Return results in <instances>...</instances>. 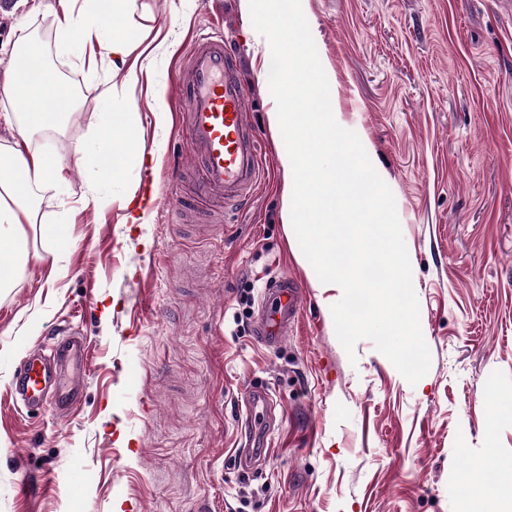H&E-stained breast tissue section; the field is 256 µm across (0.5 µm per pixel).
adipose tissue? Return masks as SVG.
Masks as SVG:
<instances>
[{"mask_svg": "<svg viewBox=\"0 0 512 512\" xmlns=\"http://www.w3.org/2000/svg\"><path fill=\"white\" fill-rule=\"evenodd\" d=\"M63 2L62 12L56 17L60 34L81 29L90 60L126 64L132 43L125 33L116 32L115 25L127 0H83L78 9L74 8L73 0ZM34 70L43 72L42 80H30ZM0 92L26 103L17 127L19 141L0 144V262L18 270L25 268L29 260L40 259L42 253L59 252L68 244L64 225L39 224L43 249L29 251L24 226L38 224L30 206L36 192L44 186L66 182L62 161L32 148L27 135L33 129H58L63 111L70 106L72 92L59 78L47 74L41 48L35 43L28 44L25 51L0 68ZM48 101L56 103V111H42V104ZM102 121L107 135L98 147L89 149L79 144L74 155L78 166L111 182L120 178L121 168L109 162V155L133 156L141 154L142 149L131 128L130 113L107 112Z\"/></svg>", "mask_w": 512, "mask_h": 512, "instance_id": "ef3b65f1", "label": "adipose tissue"}]
</instances>
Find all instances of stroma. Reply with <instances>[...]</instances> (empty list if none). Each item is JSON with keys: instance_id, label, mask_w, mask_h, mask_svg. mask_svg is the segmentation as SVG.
<instances>
[{"instance_id": "35a3bbf8", "label": "stroma", "mask_w": 512, "mask_h": 512, "mask_svg": "<svg viewBox=\"0 0 512 512\" xmlns=\"http://www.w3.org/2000/svg\"><path fill=\"white\" fill-rule=\"evenodd\" d=\"M0 55L42 33L48 67L76 92L63 128L31 133L63 158L71 193L38 191V223H67L70 247L30 262L0 292V512H465L462 473L500 484L483 512H512V0H301L337 123L354 131L392 190L412 266L428 373L410 384L371 340L346 352L316 273L282 218L284 180L267 114L271 60L240 0H130L121 25L138 49L125 68L89 67L55 25L57 0H5ZM220 15L248 88L247 117L270 167L225 221L195 204L172 221L187 186L172 86L197 34ZM135 106L154 168L142 224L127 222L143 168L97 183L74 145L100 117ZM165 113L157 123L156 113ZM145 162V163H146ZM302 286L285 340L253 339L262 290ZM246 313L244 328L233 317ZM78 326L92 345L79 409L17 417L10 384L25 355ZM263 415L265 468L238 469L236 430L248 392ZM494 451L497 467L485 466Z\"/></svg>"}]
</instances>
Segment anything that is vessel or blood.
<instances>
[{"label": "vessel or blood", "instance_id": "b4317fda", "mask_svg": "<svg viewBox=\"0 0 512 512\" xmlns=\"http://www.w3.org/2000/svg\"><path fill=\"white\" fill-rule=\"evenodd\" d=\"M247 89L221 33L198 37L177 78L182 132L197 172L195 195L219 208L240 205L260 181L257 133L244 112ZM303 290L290 279L263 291L255 336L267 347L281 344L302 310ZM90 371L84 336L70 330L56 344L29 354L12 381L20 411L52 408L71 414Z\"/></svg>", "mask_w": 512, "mask_h": 512}]
</instances>
